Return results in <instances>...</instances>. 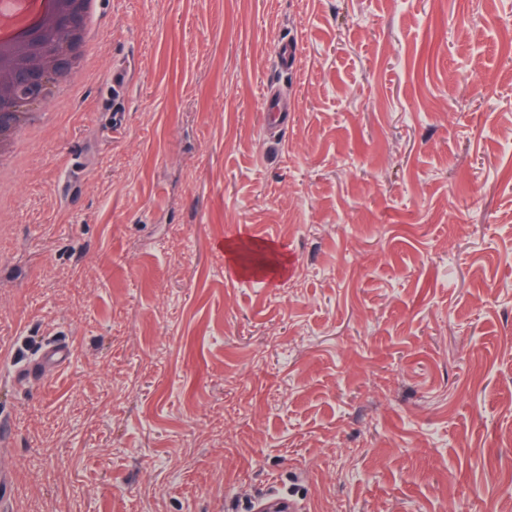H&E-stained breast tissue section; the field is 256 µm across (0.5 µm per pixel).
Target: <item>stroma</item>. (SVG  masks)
<instances>
[{"label": "stroma", "instance_id": "35a3bbf8", "mask_svg": "<svg viewBox=\"0 0 512 512\" xmlns=\"http://www.w3.org/2000/svg\"><path fill=\"white\" fill-rule=\"evenodd\" d=\"M101 17L0 203L6 512H248L275 485L308 512H512V0ZM237 240L286 274L236 273ZM55 340L70 363L23 379ZM276 63L282 73L292 72L299 66L300 55L297 44L288 39L280 40L275 49ZM262 112L267 132L272 136V144H275L288 126V110L280 90L274 85L264 93ZM251 247L252 253H263L269 255L271 258L267 261L253 263L244 256L240 242H226L224 244V251L237 266L241 274H249L251 276L269 277L274 278L282 275L287 270V261L284 257L275 254L266 246L260 243H248Z\"/></svg>", "mask_w": 512, "mask_h": 512}]
</instances>
